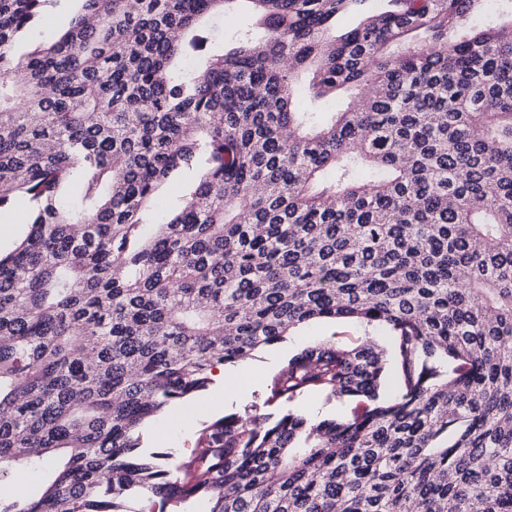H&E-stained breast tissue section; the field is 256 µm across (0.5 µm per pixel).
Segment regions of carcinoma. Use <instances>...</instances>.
<instances>
[{
	"label": "carcinoma",
	"instance_id": "obj_1",
	"mask_svg": "<svg viewBox=\"0 0 512 512\" xmlns=\"http://www.w3.org/2000/svg\"><path fill=\"white\" fill-rule=\"evenodd\" d=\"M241 1L262 36L202 27ZM60 2L0 0V211L30 208L0 254V479L44 472L0 512H512V0H79L28 45ZM304 72L360 97L324 120ZM321 319L390 348L315 343L269 412L143 445ZM76 5L68 3L53 8L46 16L42 25L35 31L37 39H50L61 33L67 26ZM191 186V179L182 177L171 180L158 193L157 204L161 210L172 208V204L188 193ZM358 403L353 400H327L324 396H314L309 401V410L313 418L320 420L334 415H351Z\"/></svg>",
	"mask_w": 512,
	"mask_h": 512
}]
</instances>
